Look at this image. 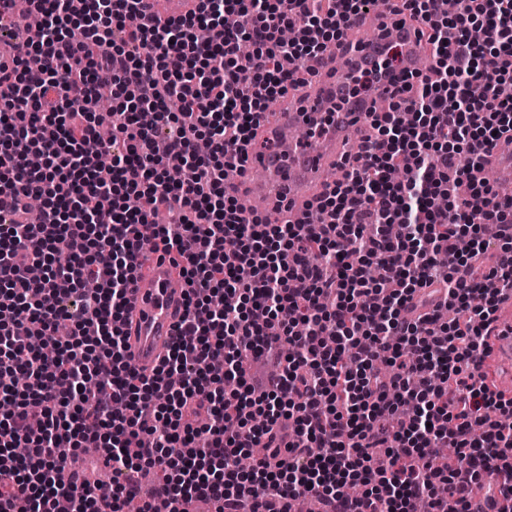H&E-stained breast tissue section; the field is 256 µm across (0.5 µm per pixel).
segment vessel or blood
I'll return each instance as SVG.
<instances>
[{"mask_svg": "<svg viewBox=\"0 0 512 512\" xmlns=\"http://www.w3.org/2000/svg\"><path fill=\"white\" fill-rule=\"evenodd\" d=\"M196 8V0H143V13L154 20L179 19ZM359 14L346 38L328 47L317 62V75L302 100L287 110L266 113L245 161L227 176L232 194L265 201L280 222L302 221L305 205L326 186L327 175L342 156L372 134L370 114L391 92L412 82L425 56L424 42L410 24L389 21L374 27ZM395 57L391 71L369 95L347 97L352 74L372 62ZM486 166L500 190L512 192V135H503L487 156ZM179 270L169 259L153 255L140 261L123 317L133 366L153 371L166 355L185 307L174 283ZM497 360L512 370V323L496 324L492 338Z\"/></svg>", "mask_w": 512, "mask_h": 512, "instance_id": "b4317fda", "label": "vessel or blood"}]
</instances>
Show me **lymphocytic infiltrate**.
Instances as JSON below:
<instances>
[{
  "mask_svg": "<svg viewBox=\"0 0 512 512\" xmlns=\"http://www.w3.org/2000/svg\"><path fill=\"white\" fill-rule=\"evenodd\" d=\"M139 2L30 0L41 28L0 66V401L14 406L0 512H124L151 470L169 504L216 512H292L302 497L318 512H473L478 489L512 512V396L480 367L512 293V263L485 264L492 248L512 256V195L471 178L512 131V0L452 15L404 0L432 63L373 114L374 141L305 224L245 214L224 174L377 0H199L165 23ZM104 87L117 104L103 114ZM147 237L183 259L186 296L148 376L122 328ZM224 294L236 303L213 307ZM414 299L425 313L410 322ZM63 320L71 335L45 362L31 331ZM87 443L106 452L108 496L68 469Z\"/></svg>",
  "mask_w": 512,
  "mask_h": 512,
  "instance_id": "f902f5d3",
  "label": "lymphocytic infiltrate"
}]
</instances>
